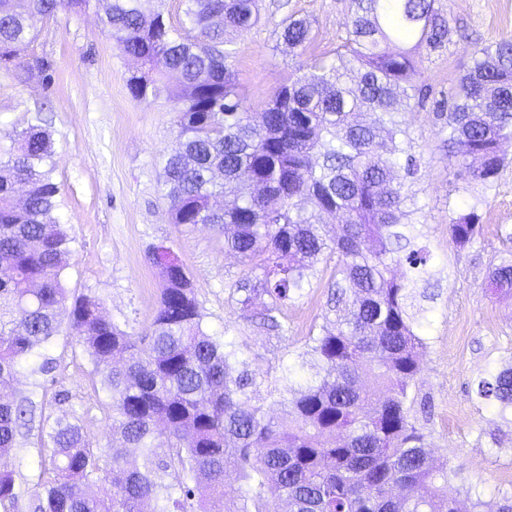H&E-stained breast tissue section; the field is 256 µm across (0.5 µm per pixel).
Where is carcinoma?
Segmentation results:
<instances>
[{
    "mask_svg": "<svg viewBox=\"0 0 512 512\" xmlns=\"http://www.w3.org/2000/svg\"><path fill=\"white\" fill-rule=\"evenodd\" d=\"M144 0H109L101 18L117 50L137 60L135 90L177 104V151L161 157L160 195L177 225L209 224L224 248L264 270L243 307L268 327L301 295L308 271L333 263L328 310L305 355L323 375L268 391L281 417L252 401L255 380L232 340L209 334L183 266L161 267L156 313L133 336L94 295L70 296L64 271L74 238L59 218L53 134L36 115L0 132V456L39 431L34 512H459L457 470L433 461L410 419L412 385L429 347L411 312L432 254L415 244L411 185L422 156L405 147L403 103L419 91L416 52L450 44L436 0H352L346 35L329 60L313 54L304 18L285 17L277 40L309 55L271 94L256 129L229 64L224 32L260 20L259 0H181L174 27ZM90 0H0V69L21 76L38 22ZM448 92V159L460 176L493 187L512 142V39L474 47ZM469 212L448 225L464 249L480 234ZM338 217L336 237L321 216ZM403 267L400 275L393 269ZM488 287L512 298V259L492 264ZM70 308L76 345L100 375L112 444L97 448L66 419L45 427L35 395L17 397L20 369L50 371L48 345ZM478 396L512 411V366L489 372ZM140 449L141 461L127 449ZM109 486L100 485L101 462ZM233 463L238 484L224 481ZM15 472L0 469V512H18Z\"/></svg>",
    "mask_w": 512,
    "mask_h": 512,
    "instance_id": "1",
    "label": "carcinoma"
}]
</instances>
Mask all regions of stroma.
I'll return each instance as SVG.
<instances>
[{
    "mask_svg": "<svg viewBox=\"0 0 512 512\" xmlns=\"http://www.w3.org/2000/svg\"><path fill=\"white\" fill-rule=\"evenodd\" d=\"M437 4L465 36L434 51L421 48L417 62L426 97L411 99L401 114L405 143L423 158L413 186L422 207L416 242L433 254L416 285L414 310L429 348L410 391V417L426 434L434 458L457 468L480 494L484 512H495L512 494V421L476 391L489 370L512 361V301L486 286L491 262L512 254V145L503 146L508 164L492 188L468 187L448 163V129L435 102L469 66L473 45L512 38V0ZM350 9L351 0H262L261 20L237 36L232 61L252 112L262 111L300 63L277 44V24L289 15L307 19L316 52L331 55L345 35ZM38 30L22 80L0 75V129H23L39 112L54 134L60 216L75 238L66 288L98 296L108 319L138 334L152 321L160 298V268L150 251L167 247L193 281L205 330L226 335L243 349L257 397H265L274 383L316 378L319 366L304 351L326 311L331 267L319 263L310 270L302 296L279 316L281 331L262 328L232 288L242 278L259 281L262 269L226 252L224 236L214 227L172 224L158 193L157 159L178 147L173 103L130 95L127 80L136 63L115 48L94 11H58ZM477 195L481 234L469 249L456 251L448 226ZM47 354L52 370L43 376L18 374L16 396L42 389L46 416L77 418L94 444L110 445L112 419L94 390L97 378L86 354L65 331ZM288 363L295 367L289 378L282 371ZM0 467L15 471L25 498H32L31 439H21L10 455L0 457Z\"/></svg>",
    "mask_w": 512,
    "mask_h": 512,
    "instance_id": "obj_1",
    "label": "stroma"
}]
</instances>
